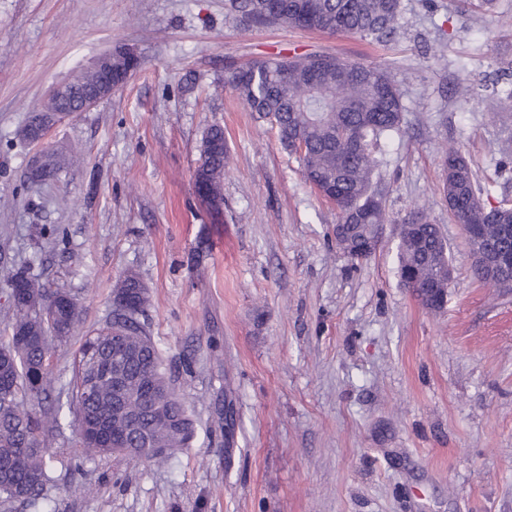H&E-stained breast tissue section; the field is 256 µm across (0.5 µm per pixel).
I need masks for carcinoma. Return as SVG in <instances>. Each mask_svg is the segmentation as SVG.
Returning a JSON list of instances; mask_svg holds the SVG:
<instances>
[{"label":"carcinoma","mask_w":512,"mask_h":512,"mask_svg":"<svg viewBox=\"0 0 512 512\" xmlns=\"http://www.w3.org/2000/svg\"><path fill=\"white\" fill-rule=\"evenodd\" d=\"M230 8L250 23L358 34L389 40L397 33L400 0H229ZM288 70L289 82L280 83ZM224 85L260 119H270L279 140L299 157L306 180L336 191L339 223L347 231L337 246L353 260L376 251L386 214L374 189L378 161L375 148L400 130L403 93L388 70L378 64L340 60L320 54L293 55L225 70ZM229 149L224 128L210 125L201 141L195 184L223 200L224 168ZM62 160L46 154L30 172L34 182L55 179ZM442 192L455 221L478 227L485 243L512 250L501 235L512 225V206H488L476 174L461 152L442 159ZM398 274L407 288L448 287L451 259L438 225L422 212L404 220L399 232ZM473 278L494 288H512V267L489 276L474 264ZM23 289L11 304L10 335L0 336V499L28 512H52L46 488L53 457L48 433L62 428L63 407H45L52 391L49 361L72 334L78 305L61 290L36 286L28 268L20 267L6 284ZM149 303L147 292L130 273L114 289L112 321L85 337L74 360L68 406L76 408L79 447L87 458L121 456L163 463L188 447L194 419L175 394L158 347L138 316ZM126 360L112 372V343ZM98 426L110 441L93 438Z\"/></svg>","instance_id":"carcinoma-1"}]
</instances>
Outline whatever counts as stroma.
<instances>
[{
    "label": "stroma",
    "instance_id": "1",
    "mask_svg": "<svg viewBox=\"0 0 512 512\" xmlns=\"http://www.w3.org/2000/svg\"><path fill=\"white\" fill-rule=\"evenodd\" d=\"M224 3L0 0V283L24 266L77 301L51 365L61 388L119 278L136 274L150 299L140 321L196 419L165 465L88 460L71 427L50 433L54 512H512V291L473 280L439 190L455 148L485 202L512 204V111L506 83L490 82L512 60V0H401L384 43L249 25ZM121 47L140 68L47 140L82 164L28 182L29 114ZM293 53L386 65L403 92L401 130L376 154L389 221L360 263L276 129L224 86L227 62ZM214 123L231 155L217 210L194 184ZM417 210L451 256L437 311L397 273Z\"/></svg>",
    "mask_w": 512,
    "mask_h": 512
}]
</instances>
